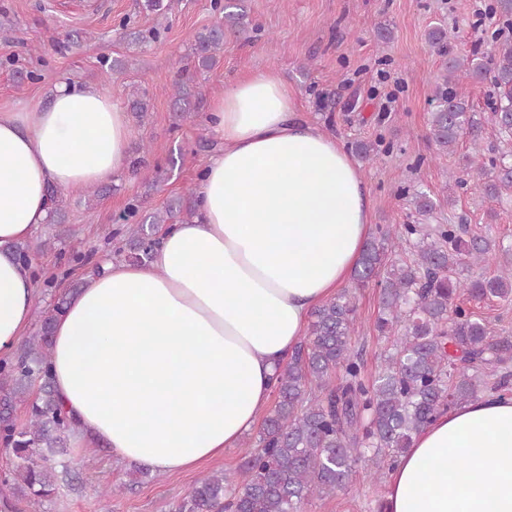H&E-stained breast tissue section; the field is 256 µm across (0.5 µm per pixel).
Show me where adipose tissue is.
Returning <instances> with one entry per match:
<instances>
[{"mask_svg": "<svg viewBox=\"0 0 512 512\" xmlns=\"http://www.w3.org/2000/svg\"><path fill=\"white\" fill-rule=\"evenodd\" d=\"M207 124L222 148L203 166L192 222L164 228L147 262H104L52 339L77 443L159 474L221 458L254 428L276 369L371 234L358 161L299 115L278 71L227 84ZM128 140L126 112L93 84L63 80L0 113V350L32 320L35 288L12 247L47 223L48 186L121 175ZM464 450L490 482L454 468ZM384 512H512V398L487 392L424 427L389 475Z\"/></svg>", "mask_w": 512, "mask_h": 512, "instance_id": "adipose-tissue-1", "label": "adipose tissue"}]
</instances>
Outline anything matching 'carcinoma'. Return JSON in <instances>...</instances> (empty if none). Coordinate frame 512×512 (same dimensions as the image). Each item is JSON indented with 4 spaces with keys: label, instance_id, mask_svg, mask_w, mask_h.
I'll use <instances>...</instances> for the list:
<instances>
[{
    "label": "carcinoma",
    "instance_id": "obj_1",
    "mask_svg": "<svg viewBox=\"0 0 512 512\" xmlns=\"http://www.w3.org/2000/svg\"><path fill=\"white\" fill-rule=\"evenodd\" d=\"M219 21L193 35L190 56L194 67L209 71L223 52L224 37L248 39L251 22L240 0H214ZM502 24L512 29V0H495L491 8ZM126 38L141 49L160 41L165 29L130 26ZM430 49L448 52V32L434 27L427 33ZM491 80L495 97L487 120L505 142L512 141V37L495 36L493 49L481 55L448 60L431 98L429 134L437 153L454 151L468 133L480 152L482 119L466 100L464 81ZM199 95L190 81L174 85L172 108L182 119ZM128 107L142 119L149 109L147 93L136 90ZM506 150L490 160L480 184L484 198L512 196V163ZM50 221L66 223L63 198L56 187L48 190ZM418 224H405L397 234L379 229L363 250L353 275L357 288L380 284L376 331L391 339V348L372 386L362 377V359L352 350L355 333L354 295L345 291L316 308L308 336L297 347L273 383L275 408L255 442L247 444L238 484L216 473L196 485L174 505V512H300L313 496L336 494L351 481L355 467L364 463L378 480L387 465L413 445L416 434L442 412L477 397L489 388L507 391L512 384V336L455 304L466 295L474 301L512 297V246L483 235H468L460 224H428L436 200L420 187L407 190ZM136 203L122 215L126 222L125 259L144 262L157 245L155 226L189 223L196 216L193 193L173 196L164 210L141 214ZM14 259L24 267L33 260L26 242L13 245ZM495 263L497 273L473 277L470 270ZM75 284L56 295L42 312L38 335L14 361L0 360V444L11 449L12 469L0 486L7 491L0 504L24 499L34 510L53 497L66 482L57 473L55 458L67 451L72 421L61 411L51 376L52 332L64 314ZM39 394L29 405L30 420L17 426L12 419L15 402L25 401L32 384Z\"/></svg>",
    "mask_w": 512,
    "mask_h": 512
}]
</instances>
